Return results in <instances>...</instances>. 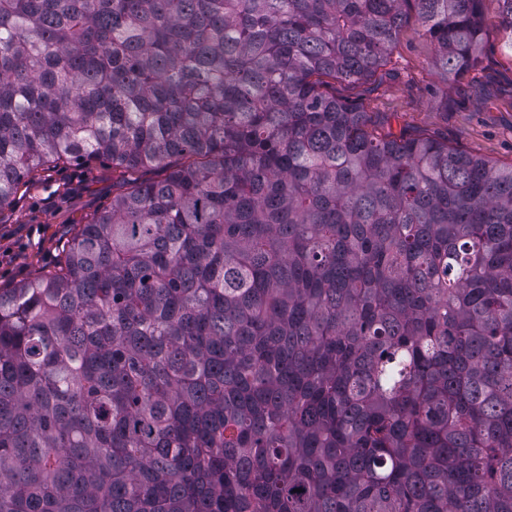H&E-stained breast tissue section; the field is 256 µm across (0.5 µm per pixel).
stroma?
<instances>
[{
	"label": "stroma",
	"instance_id": "obj_1",
	"mask_svg": "<svg viewBox=\"0 0 512 512\" xmlns=\"http://www.w3.org/2000/svg\"><path fill=\"white\" fill-rule=\"evenodd\" d=\"M435 48L416 21L402 28L389 77L361 99L372 111L397 113L400 123L426 128L469 153L512 162V53L487 43L482 64L444 83ZM112 165L60 163L41 171L27 191L0 210V287L34 277L53 263L74 225L112 205Z\"/></svg>",
	"mask_w": 512,
	"mask_h": 512
}]
</instances>
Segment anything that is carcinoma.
Masks as SVG:
<instances>
[{"mask_svg":"<svg viewBox=\"0 0 512 512\" xmlns=\"http://www.w3.org/2000/svg\"><path fill=\"white\" fill-rule=\"evenodd\" d=\"M488 1L0 0V210L119 176L0 287V512H512V163L336 96Z\"/></svg>","mask_w":512,"mask_h":512,"instance_id":"cac0c4a2","label":"carcinoma"}]
</instances>
